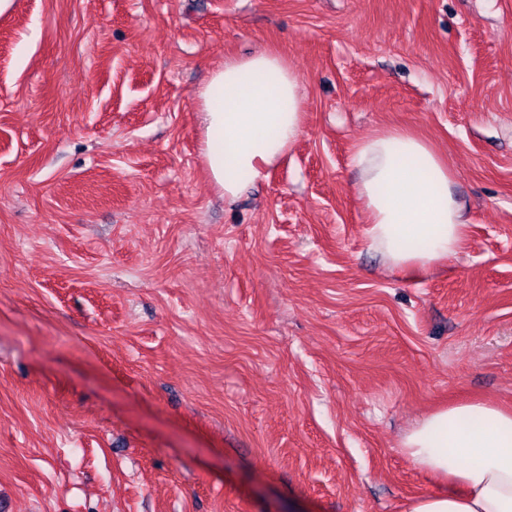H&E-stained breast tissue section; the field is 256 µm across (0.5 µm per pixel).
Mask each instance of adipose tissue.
<instances>
[{"label": "adipose tissue", "instance_id": "adipose-tissue-1", "mask_svg": "<svg viewBox=\"0 0 512 512\" xmlns=\"http://www.w3.org/2000/svg\"><path fill=\"white\" fill-rule=\"evenodd\" d=\"M202 153L225 199L270 168L305 126L301 81L277 52L226 58L198 91ZM371 246L395 269L417 274L454 256L471 218L452 190L447 160L423 136L376 131L351 154ZM400 446L449 490L415 499L409 512H512V408L487 401L439 407Z\"/></svg>", "mask_w": 512, "mask_h": 512}]
</instances>
